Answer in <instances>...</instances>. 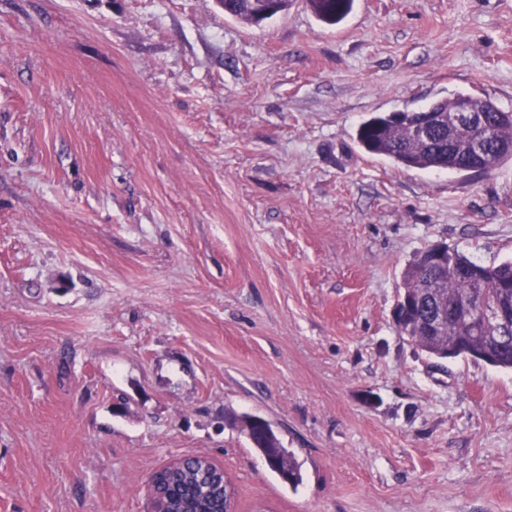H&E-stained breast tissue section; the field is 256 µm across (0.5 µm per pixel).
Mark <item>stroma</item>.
I'll list each match as a JSON object with an SVG mask.
<instances>
[{"label":"stroma","mask_w":512,"mask_h":512,"mask_svg":"<svg viewBox=\"0 0 512 512\" xmlns=\"http://www.w3.org/2000/svg\"><path fill=\"white\" fill-rule=\"evenodd\" d=\"M458 91L512 112V0H0V512H150L190 456L236 512H512V371L393 322L418 252L512 259V159L356 138ZM225 7V15L248 24H259L258 16L265 9V0H218ZM308 3L320 22L335 26L352 11L354 0H308ZM414 112H434L431 107L412 112H391L373 116L357 130L360 146L368 153L383 156L397 165L417 169H448V153L453 143L448 141V126L436 128L429 144L415 142L410 137L409 123ZM449 147V149H448ZM472 151H473L474 157H472L470 155L469 150H460L458 147H456V153L453 156L454 162H453L452 166L449 168V170H455V171H459V172H467V171H465V169L470 168V166L472 165L471 160L473 158L476 160H479V159H483L485 157L486 151H487L486 142L483 141L482 139L475 141L473 143ZM454 166H456L457 169H455ZM468 172L482 173L483 169H482L481 164H479L473 168L468 169ZM248 419L249 417L243 420L242 431L249 439L250 443L261 452L263 451L265 454L273 455L276 458V463L272 466L271 458L263 454L266 465L270 468L272 466L271 470L277 473L281 478L283 474L288 473L292 478L291 484H297L301 479V475L293 455L287 450V448L282 446L277 435L274 442H266L265 438L261 434L257 433L254 428L249 426ZM249 421L251 424L262 425L264 429V436L270 439L274 430L268 421L258 416L250 417Z\"/></svg>","instance_id":"stroma-1"}]
</instances>
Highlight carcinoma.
I'll return each instance as SVG.
<instances>
[{
	"mask_svg": "<svg viewBox=\"0 0 512 512\" xmlns=\"http://www.w3.org/2000/svg\"><path fill=\"white\" fill-rule=\"evenodd\" d=\"M225 7L224 14L248 24L258 23L259 14L266 7V0H218ZM317 19L329 26L342 22L352 11L354 0H308ZM473 107L486 113L490 127L491 148L495 149L488 161V169L494 170L502 161L512 158V113L500 110L491 100L468 95ZM411 112H393L373 116L362 122L357 130L360 146L368 153L383 156L397 165L417 169L448 168V126L435 129L429 142H415L410 137ZM421 261H411L404 272V290L396 307L406 311V322L427 319L432 306L426 297H418L416 289L421 282H433L442 288L448 297V305H458L470 295L474 288L472 275L477 272L486 280L487 295L512 301V260L496 266L476 263L465 254L452 251L453 266L441 267L431 261V250L417 254ZM453 337L463 346L480 348L477 359L492 366L512 369V341L487 340L481 328L470 323L465 311L461 310L448 318V327L442 336H410V340L422 351L437 358L449 359L448 337ZM243 432L253 447L272 455L276 463L272 471L278 475L287 474L291 484H297L300 471L293 455L282 446L280 440L272 443L243 420ZM211 471L207 459H200L186 468L163 471L168 498L164 507L181 510L191 500L213 494L204 474Z\"/></svg>",
	"mask_w": 512,
	"mask_h": 512,
	"instance_id": "1",
	"label": "carcinoma"
}]
</instances>
